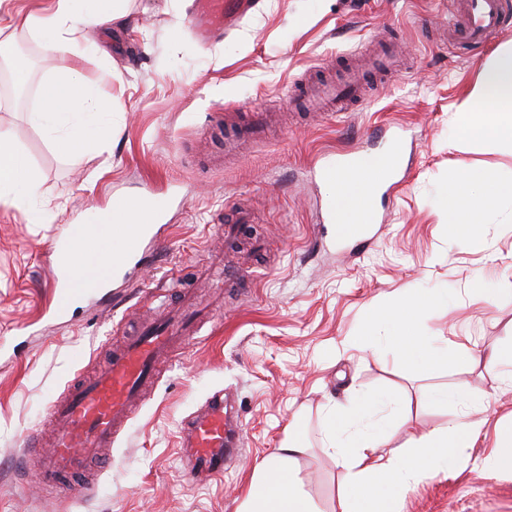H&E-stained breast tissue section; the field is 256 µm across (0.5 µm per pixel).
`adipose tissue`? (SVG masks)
I'll return each mask as SVG.
<instances>
[{
    "label": "adipose tissue",
    "instance_id": "ef3b65f1",
    "mask_svg": "<svg viewBox=\"0 0 512 512\" xmlns=\"http://www.w3.org/2000/svg\"><path fill=\"white\" fill-rule=\"evenodd\" d=\"M127 0H57L50 13L23 19L0 17V29L27 27L40 38L45 51L61 57L77 51L85 31L102 24L125 25ZM479 98L494 102L492 110L465 112L459 123L464 140L512 141V50L500 53L487 67L477 90ZM104 102L98 90L86 83L76 68L58 70L41 90L40 104L30 113L31 121L52 132L53 147L66 154L108 138L112 130L102 124ZM76 115L66 133L54 134V122L61 114ZM21 153L6 132H0V197H9L20 208H29L36 183L30 166H17ZM512 196V183L486 169H469L456 175L442 201L449 213L458 215L460 243L474 242L478 232L476 208H489L500 197ZM477 206H470V199ZM447 294L425 296L409 293L390 304L373 307L376 318L391 321L396 328L402 358L419 372L428 373L442 362L443 351L435 337L417 331L413 322L422 311L446 304ZM381 402L369 394L359 395L334 406L323 423L328 450L346 472V484L337 498L336 512H396L399 496L429 476L456 468L467 448L482 432L483 422L456 415L440 430H427L411 437L405 450L378 454L382 426L373 424ZM304 450L298 432H289L275 454L257 464L251 489L242 512H316L310 496L303 491L292 469L296 455Z\"/></svg>",
    "mask_w": 512,
    "mask_h": 512
}]
</instances>
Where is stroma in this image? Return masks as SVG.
<instances>
[{
	"mask_svg": "<svg viewBox=\"0 0 512 512\" xmlns=\"http://www.w3.org/2000/svg\"><path fill=\"white\" fill-rule=\"evenodd\" d=\"M192 0H130L124 28L100 26L93 50L68 64L95 84L111 137L70 154L57 152L28 120L58 60L26 28L0 31V44L27 46L29 77L17 98L0 101V131L23 152L38 180L29 210L0 203V512H239L254 467L272 457L295 424L307 449L294 469L319 512H329L344 472L325 448L321 423L331 400L367 392L386 400L390 451L408 431L443 427L449 416L484 421L468 464L424 480L398 512H512V474L477 465L500 418L512 412V378L485 370L484 352L512 344V198L480 212L479 237L466 247L440 208L451 176L468 168L512 177V144L462 142V108L481 73L512 43L506 27L484 43L445 41L453 0H263L222 41L200 45L182 32ZM400 52L404 67L374 81L363 104L335 117L291 112L311 77L340 71L372 49ZM250 112L278 121L267 139L238 158L224 155L215 122ZM405 132L396 185L379 199L378 224L356 250L337 242L323 206L328 184L311 181L324 155L345 147L380 150L393 128ZM180 184L184 206H170L165 243L130 273L128 288L76 301L71 323L44 317L50 298L46 247L62 225L85 221L117 195ZM251 212L245 234L265 237L257 267L240 273L241 296L225 301L195 343L161 372L149 397L112 444L91 493L58 501L20 463L24 432L44 423L47 401L69 381L90 376L106 348L179 289L211 288L232 210ZM484 279L485 294L472 284ZM441 289L447 305L421 315L449 357L422 375L400 362L371 304L405 289ZM464 386L468 400L418 403L423 389ZM229 394L242 427L239 457L205 482L188 479L181 429L216 391ZM409 417L411 430L400 426Z\"/></svg>",
	"mask_w": 512,
	"mask_h": 512,
	"instance_id": "1",
	"label": "stroma"
}]
</instances>
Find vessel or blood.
<instances>
[{"instance_id":"vessel-or-blood-1","label":"vessel or blood","mask_w":512,"mask_h":512,"mask_svg":"<svg viewBox=\"0 0 512 512\" xmlns=\"http://www.w3.org/2000/svg\"><path fill=\"white\" fill-rule=\"evenodd\" d=\"M256 6L257 0H194L187 25L208 44L235 28ZM460 16L449 27V34L482 43L502 28L501 0H461ZM363 96L364 88L353 72L337 86L314 89L310 100L327 111L342 112ZM400 162L401 145L396 142L370 157L348 153L318 167L322 182L344 176L365 196L364 207L355 214L339 198H330L328 217L338 237L359 239L367 226L378 223L379 193L392 184ZM161 219V205L149 193L113 198L112 217L105 222L65 225L50 248V281L56 301L47 318L62 320L72 297L124 281L130 269L144 262L149 247L158 245ZM191 329L187 316L156 321L114 350L109 364L93 379L68 385L64 396L50 399L45 408L50 442L42 444L38 431L28 432L22 454L25 465L35 468L47 483L66 475L89 476L102 449L111 447L146 388L153 385L158 364L175 360ZM183 446L193 478L203 479L227 466L237 443L224 393L212 395L203 411L188 421Z\"/></svg>"}]
</instances>
